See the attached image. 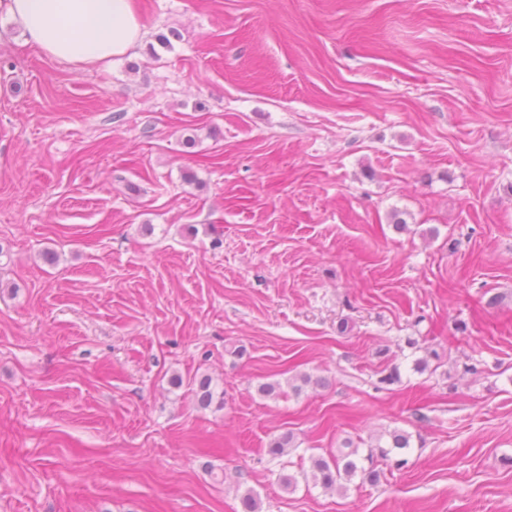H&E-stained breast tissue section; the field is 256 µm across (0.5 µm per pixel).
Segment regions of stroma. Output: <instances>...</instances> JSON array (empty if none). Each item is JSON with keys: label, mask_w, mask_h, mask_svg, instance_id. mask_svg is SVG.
Listing matches in <instances>:
<instances>
[{"label": "stroma", "mask_w": 512, "mask_h": 512, "mask_svg": "<svg viewBox=\"0 0 512 512\" xmlns=\"http://www.w3.org/2000/svg\"><path fill=\"white\" fill-rule=\"evenodd\" d=\"M137 3L0 7V512H512V0ZM28 42L80 72L134 47L142 26L134 0H8ZM346 457H336L331 462L316 458L313 460V469L315 477H318L325 488H343L344 481H351L360 474L370 484H376L381 477V471L370 467L365 469L353 459L346 460Z\"/></svg>", "instance_id": "1"}]
</instances>
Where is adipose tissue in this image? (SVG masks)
Instances as JSON below:
<instances>
[{
  "instance_id": "1",
  "label": "adipose tissue",
  "mask_w": 512,
  "mask_h": 512,
  "mask_svg": "<svg viewBox=\"0 0 512 512\" xmlns=\"http://www.w3.org/2000/svg\"><path fill=\"white\" fill-rule=\"evenodd\" d=\"M28 42L73 71L124 55L142 35L134 0H7Z\"/></svg>"
}]
</instances>
